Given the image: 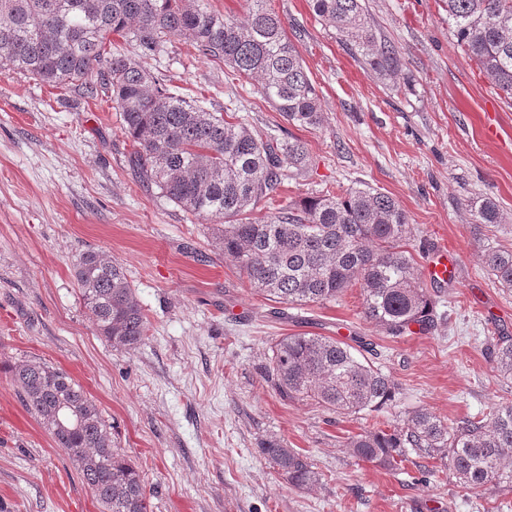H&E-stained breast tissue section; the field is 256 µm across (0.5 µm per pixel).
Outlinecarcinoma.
<instances>
[{"label":"carcinoma","instance_id":"1","mask_svg":"<svg viewBox=\"0 0 512 512\" xmlns=\"http://www.w3.org/2000/svg\"><path fill=\"white\" fill-rule=\"evenodd\" d=\"M458 44L512 99V0H446ZM245 20L216 13L204 0H0V72L13 71L88 98L104 93L121 111L139 178L194 217L216 223L212 245L267 299L286 305L324 304L357 283L366 320L389 336L437 326L436 301L421 285L408 249L410 223L390 195L369 186L291 200L262 224L245 221L255 205L279 196L285 180L307 173L309 155L295 137L280 139L245 118L232 122L164 88L152 61L172 36L193 53L221 60L260 92L290 125L319 127L320 95L304 61L267 0H247ZM314 14L371 70L385 79L405 61L378 37L363 0H311ZM134 43L132 55H107L109 35ZM475 224L503 217L490 199L471 204ZM481 262L512 288V250H488ZM74 276L98 335L112 346L137 348L146 314L115 260L88 250ZM499 375L512 380V343L494 349ZM8 373L23 401L78 466L103 512H152L140 471L119 456L95 401L64 370L20 361ZM269 376L285 399H306L338 414L379 411L398 387L353 345L330 336L293 334L272 348ZM352 454L394 470L407 449L448 459L459 483L480 496L512 467V404L450 424L427 409L401 424L347 438ZM260 452L294 488L315 486L309 457L280 443Z\"/></svg>","mask_w":512,"mask_h":512}]
</instances>
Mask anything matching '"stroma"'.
Wrapping results in <instances>:
<instances>
[{"mask_svg":"<svg viewBox=\"0 0 512 512\" xmlns=\"http://www.w3.org/2000/svg\"><path fill=\"white\" fill-rule=\"evenodd\" d=\"M365 2L406 62L396 79L361 65L310 0H268L321 97L317 128L288 125L256 81L187 55L180 37L153 69L207 111L304 141L309 172L285 199L368 185L407 213L418 269L434 247L455 250L456 280L435 288L440 320L426 335L385 336L357 286L293 309L258 295L213 249L209 221L139 181L110 98L0 74V512H102L7 373L22 360L67 371L91 396L153 512H512V487L468 495L447 461L411 451L387 471L345 445L419 408L455 420L512 403L491 355L512 341V289L479 260L512 249V100L458 46L445 0ZM484 198L503 215L498 227L473 222L470 205ZM88 249L118 261L135 290L149 322L136 350L98 336L82 303L73 264ZM304 333L357 338L398 385L396 402L338 418L281 398L266 375L271 349ZM270 441L306 453L320 484L288 485L260 452Z\"/></svg>","mask_w":512,"mask_h":512,"instance_id":"1","label":"stroma"}]
</instances>
